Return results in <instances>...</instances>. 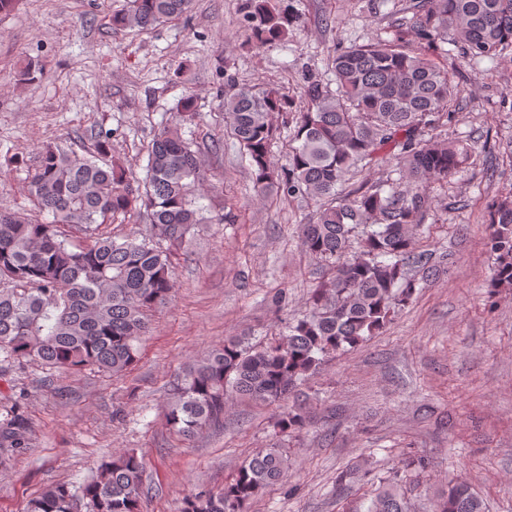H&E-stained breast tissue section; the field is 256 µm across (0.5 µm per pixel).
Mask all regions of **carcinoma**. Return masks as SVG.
<instances>
[{
    "mask_svg": "<svg viewBox=\"0 0 512 512\" xmlns=\"http://www.w3.org/2000/svg\"><path fill=\"white\" fill-rule=\"evenodd\" d=\"M192 0H128L112 14V28L151 29L185 16ZM412 17L397 23L394 38L352 44L332 60L336 89L310 82L302 104L276 87L258 89L226 75L224 119L229 133L255 168L258 186L278 184L283 195L308 198L316 220L303 227L302 245L331 271L311 295L310 311L288 323V333L260 349L227 339L224 346L188 364L168 405L167 420L184 436L221 426L230 398L279 402L323 357L364 342L388 325L408 303L419 280L438 272L431 254L417 249L415 235L434 199L431 184L456 173L469 156L461 141L434 134L450 122L456 92L448 67L434 48L451 44L477 63L512 50V0H411ZM256 45L288 37L296 16L281 0H243ZM419 47H405L403 27ZM196 114L192 94L180 101L177 122L152 139L146 175L136 189L133 175L112 159L109 138L96 152L80 155L55 144L43 146L29 174L34 215L24 218L0 207V354L19 366L40 364L76 371L93 366L119 377L138 357L146 312L172 292L170 256L202 223L198 204L201 161L178 123ZM295 120L288 168L270 160L275 118ZM394 164L387 177L343 192L352 171ZM144 209L151 238L118 242L102 225ZM494 259V288H512V195L486 202ZM53 221L47 224L43 214ZM83 237L74 246L58 225ZM362 232L358 250L352 240ZM304 415L290 409L279 431L295 433ZM24 395L0 419V468L29 447ZM287 457L277 446L257 451L220 491L191 494L183 512H244L248 501L277 485ZM143 458L115 455L89 481L57 483L30 500L26 512H140ZM465 481L438 494L435 512H485ZM367 512H410L400 476L380 480Z\"/></svg>",
    "mask_w": 512,
    "mask_h": 512,
    "instance_id": "cac0c4a2",
    "label": "carcinoma"
}]
</instances>
